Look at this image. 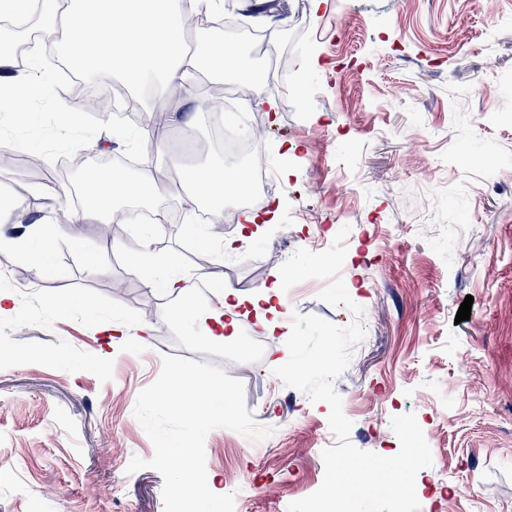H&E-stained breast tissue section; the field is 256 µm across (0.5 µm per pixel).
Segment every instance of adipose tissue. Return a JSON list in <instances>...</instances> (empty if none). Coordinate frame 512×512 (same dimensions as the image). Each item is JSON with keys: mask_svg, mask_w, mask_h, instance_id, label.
<instances>
[{"mask_svg": "<svg viewBox=\"0 0 512 512\" xmlns=\"http://www.w3.org/2000/svg\"><path fill=\"white\" fill-rule=\"evenodd\" d=\"M206 6L214 18L224 14L223 0H0V17H19L37 9L42 40L62 43L73 67L87 75L118 74L130 84L170 88L193 72L212 66L228 74L244 69L234 46L221 41L198 42L187 51L183 17ZM48 78L41 63L17 71L12 52L0 45V112L21 118L29 111L36 87ZM246 171L229 159L217 158L189 170L183 201L188 209L206 204L220 209L232 188H245ZM157 189V171L144 165L135 173L92 177L74 223L95 218L112 220L115 204L129 200L149 206ZM134 272L167 294H181L182 271L156 263L151 251L139 253Z\"/></svg>", "mask_w": 512, "mask_h": 512, "instance_id": "adipose-tissue-1", "label": "adipose tissue"}]
</instances>
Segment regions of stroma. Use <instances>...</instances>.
Instances as JSON below:
<instances>
[{"instance_id":"35a3bbf8","label":"stroma","mask_w":512,"mask_h":512,"mask_svg":"<svg viewBox=\"0 0 512 512\" xmlns=\"http://www.w3.org/2000/svg\"><path fill=\"white\" fill-rule=\"evenodd\" d=\"M269 2L284 21L275 49L288 74L272 95L276 110L252 99L247 108L270 155L275 221L248 237V259L218 263L211 246L187 234L176 189L154 199L178 221L152 227L150 249L164 265L195 268L208 284L252 296L280 284L279 268L297 249L321 246L296 207L360 230L359 246L375 264L345 260L343 282L368 334L334 382L350 442L393 456V418L415 413L432 453L416 478L418 499L446 497L447 512H512V0ZM163 97L170 112L195 115L169 128L196 143L189 154L157 153L125 121L105 128L85 118L69 127L50 91L23 120L0 122L9 152L48 165L41 175L0 166V190L59 227L54 274L0 250V271L13 284L12 310L0 313V454L13 460L0 467V512H164L161 475L126 472L132 458L154 455L133 414L137 395L164 356L218 366L228 347L242 359L229 376L272 433L262 441L227 428L208 433L215 493H225L224 473L234 470L255 486L247 512H288L323 481L330 408L279 389L273 373L288 358L291 320L271 337L241 307L237 333L223 343L200 325L165 323L162 292L130 267L144 247L139 225H119L106 239L95 221L72 223L73 199L53 206L35 192L75 184L54 167L76 150L92 159L147 155L164 174L216 157L201 95L152 89L138 106L150 110ZM73 236L101 253L102 272L87 269L69 245ZM325 286H294L291 313L353 323L349 309L320 300ZM69 292L125 322L124 335L105 341L82 306L49 305ZM469 295L471 317L457 321ZM155 322L160 331L139 341L140 326Z\"/></svg>"}]
</instances>
